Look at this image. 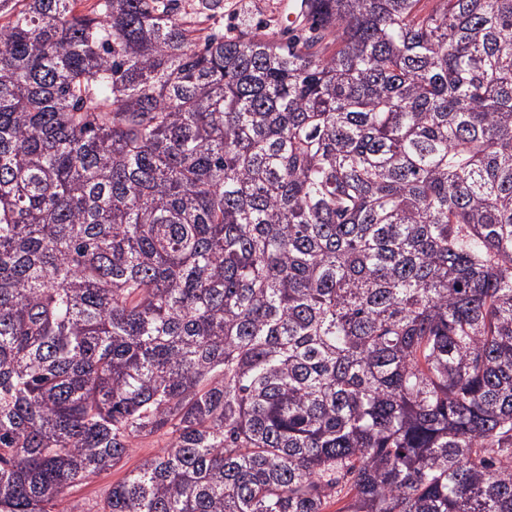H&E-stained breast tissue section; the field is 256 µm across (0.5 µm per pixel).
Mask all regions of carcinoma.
<instances>
[{"label":"carcinoma","mask_w":512,"mask_h":512,"mask_svg":"<svg viewBox=\"0 0 512 512\" xmlns=\"http://www.w3.org/2000/svg\"><path fill=\"white\" fill-rule=\"evenodd\" d=\"M0 0V512H512V0ZM282 0H222L217 7L205 5L201 0H181L180 16L194 28L197 36L220 31L226 35H238L243 29L271 35L290 29L300 34L306 21L301 20L290 28L285 15L281 14ZM187 13V14H186ZM166 438L153 435L140 440L134 445L130 455L121 465L110 473L95 478L87 484L74 488L68 496V507L72 512H94L112 483L123 479L127 473L136 468L145 458L154 455L164 444ZM73 506H75L73 508Z\"/></svg>","instance_id":"1"}]
</instances>
